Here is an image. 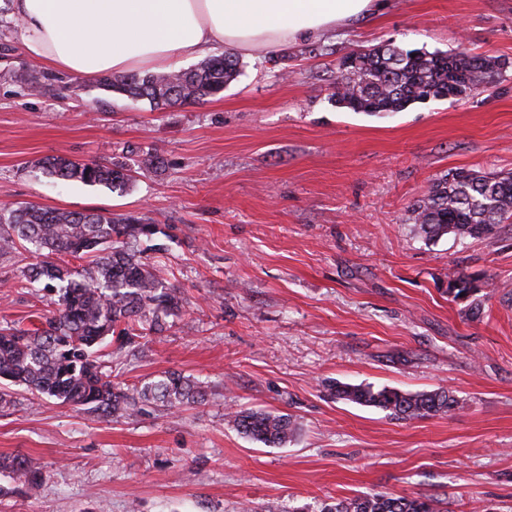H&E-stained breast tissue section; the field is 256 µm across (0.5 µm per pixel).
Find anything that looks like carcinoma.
<instances>
[{
	"instance_id": "1",
	"label": "carcinoma",
	"mask_w": 512,
	"mask_h": 512,
	"mask_svg": "<svg viewBox=\"0 0 512 512\" xmlns=\"http://www.w3.org/2000/svg\"><path fill=\"white\" fill-rule=\"evenodd\" d=\"M500 66L498 60L471 55L407 50L393 43L353 51L336 68L331 101L336 107L383 117L402 112L427 99H464L480 94ZM239 74L232 54L209 58L189 70L107 76L104 90L153 107L193 103L224 90ZM15 77L30 92L42 93L48 78L34 68ZM62 182L123 187L132 180L121 163L75 160L52 156L39 162ZM512 219V174L458 170L445 175L423 199L411 206L413 221L424 241L445 236L481 239L495 234ZM156 225L146 218L114 217L102 213L65 211L36 204L0 209V256L31 248L39 261L24 274L25 284H39L55 294L53 308L40 323L24 328L0 323V407L13 403L11 387L60 404L110 416L133 415L145 408L174 412L202 403L203 383L178 372L140 385L112 381V353L135 351L139 340L158 334L184 303L180 289L168 286L154 273L142 244L152 241ZM487 281L463 269L448 272L445 293L480 314L481 293ZM339 401L378 408L393 419L447 415L463 409L453 392H405L370 384L337 382L331 386ZM241 435L266 446L293 442L298 425L289 414L240 408L226 414ZM20 484L41 479L25 457L0 463ZM321 512H446L434 496L405 497L384 492L347 498Z\"/></svg>"
}]
</instances>
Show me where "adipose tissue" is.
Segmentation results:
<instances>
[{
	"label": "adipose tissue",
	"instance_id": "ef3b65f1",
	"mask_svg": "<svg viewBox=\"0 0 512 512\" xmlns=\"http://www.w3.org/2000/svg\"><path fill=\"white\" fill-rule=\"evenodd\" d=\"M26 52L85 79L164 71L216 46L275 49L345 30L386 0H11Z\"/></svg>",
	"mask_w": 512,
	"mask_h": 512
}]
</instances>
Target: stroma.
Returning <instances> with one entry per match:
<instances>
[{
  "instance_id": "stroma-1",
  "label": "stroma",
  "mask_w": 512,
  "mask_h": 512,
  "mask_svg": "<svg viewBox=\"0 0 512 512\" xmlns=\"http://www.w3.org/2000/svg\"><path fill=\"white\" fill-rule=\"evenodd\" d=\"M0 0V206L149 217L157 272L187 302L171 327L112 358V377L176 371L209 396L176 413L107 417L19 394L0 408V461L35 460L36 486L0 472V512H262L370 492L433 495L448 512H512V224L425 242L408 210L458 169L512 173V0H388L378 18L239 55L205 100L153 109L62 76L42 94ZM498 59L488 89L378 118L336 108V64L385 42ZM125 163L122 189L60 183L40 160ZM28 252L0 257V319L29 323L50 295L22 287ZM491 283L474 318L448 273ZM446 388L464 408L396 421L332 399L329 381ZM292 415L283 448L238 434L228 408Z\"/></svg>"
}]
</instances>
